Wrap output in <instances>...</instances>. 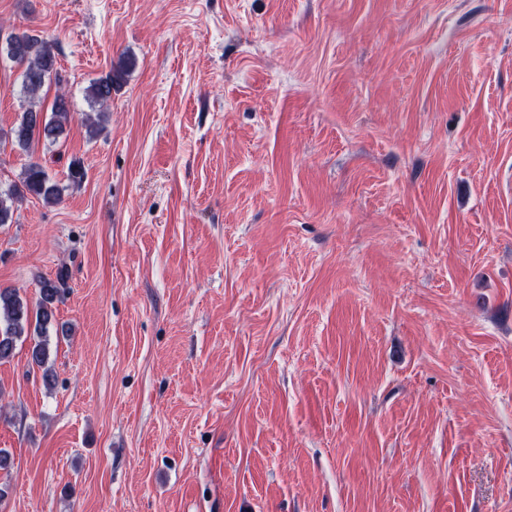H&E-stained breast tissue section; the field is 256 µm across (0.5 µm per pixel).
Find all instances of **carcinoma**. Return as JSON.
I'll list each match as a JSON object with an SVG mask.
<instances>
[{"label":"carcinoma","instance_id":"cac0c4a2","mask_svg":"<svg viewBox=\"0 0 512 512\" xmlns=\"http://www.w3.org/2000/svg\"><path fill=\"white\" fill-rule=\"evenodd\" d=\"M6 57L22 69V89L30 99L8 134V139L20 150L30 151L34 142L41 139L56 142L64 133L70 119L69 105L65 93L56 95L51 105V115L45 116L41 105V93L50 83L61 85L62 79L56 68V55L53 45L43 37L28 31L10 34L5 43L0 44V57ZM127 64L122 62L111 68L105 75L94 79L86 89L87 98L99 106L94 115L85 117L90 134H95L105 117V107L112 100V91L123 79ZM30 195L46 205L60 202L61 189L51 180L47 171L38 162L27 164L21 186H13L0 192V224H7L12 218L13 204ZM63 275L55 279L41 278L39 299L30 306L19 293L10 288H0V361L13 357L17 342L22 337L37 336L39 340L30 346L28 355L31 366L43 369L45 382H51L52 372L45 367L47 350L41 337L55 320L54 304L64 292Z\"/></svg>","mask_w":512,"mask_h":512}]
</instances>
